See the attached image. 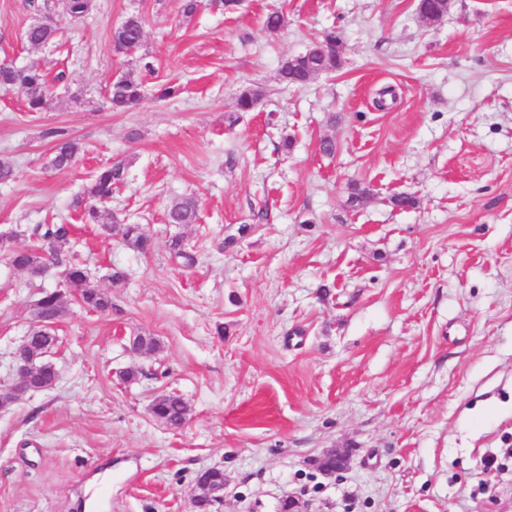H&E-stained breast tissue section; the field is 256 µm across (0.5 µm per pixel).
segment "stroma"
Instances as JSON below:
<instances>
[{"label": "stroma", "mask_w": 512, "mask_h": 512, "mask_svg": "<svg viewBox=\"0 0 512 512\" xmlns=\"http://www.w3.org/2000/svg\"><path fill=\"white\" fill-rule=\"evenodd\" d=\"M179 4L94 0L56 49L25 42L27 0H0V63L69 83L37 113L0 88L15 168L0 233L71 223L70 253L112 293L111 312L84 309L60 267L34 278L0 249V383L42 291L65 301L55 385L0 410V512H278L291 495L310 512H499L512 469L483 466L512 450V0H452L432 26L417 0H202L188 22ZM132 13L143 45L116 54ZM327 27L342 67L280 86L281 60ZM127 73L144 97L110 111ZM253 86L263 99L237 113ZM386 86L397 98L381 109ZM51 127L85 148L71 168L51 165ZM114 164L106 208L147 252L77 221L91 173ZM354 183L371 191L360 209ZM399 193L414 207L395 208ZM185 197L196 223H167ZM176 236L194 266L171 255ZM137 334L160 350L132 351ZM165 392L187 403L180 428L150 411ZM328 448L349 457L333 477L316 468ZM214 466L224 499L202 510L195 478Z\"/></svg>", "instance_id": "stroma-1"}]
</instances>
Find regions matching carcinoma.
Returning a JSON list of instances; mask_svg holds the SVG:
<instances>
[{"label":"carcinoma","instance_id":"1","mask_svg":"<svg viewBox=\"0 0 512 512\" xmlns=\"http://www.w3.org/2000/svg\"><path fill=\"white\" fill-rule=\"evenodd\" d=\"M451 0H418L417 10L421 15H433L439 19L448 15ZM93 8V0H62V2L44 5L46 14L65 19H81ZM58 23L55 21L41 25H30L24 32V39L33 46L44 47L56 43ZM143 21L137 14H131L116 27L112 35V44L117 53L128 54L142 46ZM344 43L334 29L322 32L321 38L313 43L305 54L285 58L278 69V80L286 87L303 88L320 74L333 73L342 65ZM0 86L18 87L26 95V106L30 112H46L52 108L53 98L46 91V75L34 67H18L9 63H0ZM264 91L260 87L246 88L237 97L239 112H250L260 101ZM141 84L129 75H122L112 81L107 102L115 112H125L139 103ZM44 136L52 139L53 158L51 165L56 169L71 166L82 152L81 143L69 136L62 128H50ZM123 175L119 165L103 167L97 170L88 187L89 195L100 203L112 198L113 185ZM197 218V205L191 198H182L171 202L167 210L170 224H192ZM105 214L95 206L86 209L81 220L86 223L99 224L101 228L121 238L128 247L144 252L149 247L148 238L137 224H120L117 220L104 223ZM37 242L30 248L11 249L8 252L10 264L26 271L33 277L44 272V253H49L59 265L65 266L68 287L76 292L87 308L97 312L112 310V295L97 292L89 282L85 268L67 259L65 247L70 242V227L67 224H35L20 232ZM64 309L63 296L55 291H45L38 299L36 317L53 323ZM56 382V371L49 361L44 362L43 369L34 377V391L50 389ZM151 413L162 422L178 427L184 423L187 405L176 393L162 394L156 397L150 406ZM224 479V471L208 469L196 476L195 485L198 493V507L208 506L209 499L204 492V485L218 483Z\"/></svg>","mask_w":512,"mask_h":512}]
</instances>
